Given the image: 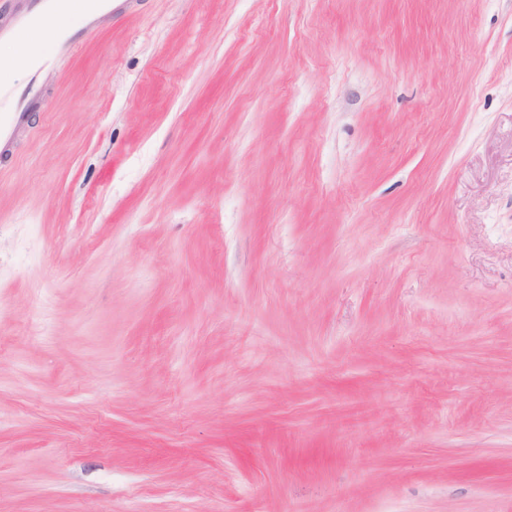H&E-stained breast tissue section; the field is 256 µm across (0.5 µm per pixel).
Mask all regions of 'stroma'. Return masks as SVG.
<instances>
[{
	"mask_svg": "<svg viewBox=\"0 0 512 512\" xmlns=\"http://www.w3.org/2000/svg\"><path fill=\"white\" fill-rule=\"evenodd\" d=\"M0 171V512H512V0H134Z\"/></svg>",
	"mask_w": 512,
	"mask_h": 512,
	"instance_id": "1",
	"label": "stroma"
}]
</instances>
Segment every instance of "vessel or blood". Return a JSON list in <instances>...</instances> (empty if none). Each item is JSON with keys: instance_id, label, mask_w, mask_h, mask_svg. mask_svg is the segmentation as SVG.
I'll list each match as a JSON object with an SVG mask.
<instances>
[{"instance_id": "vessel-or-blood-1", "label": "vessel or blood", "mask_w": 512, "mask_h": 512, "mask_svg": "<svg viewBox=\"0 0 512 512\" xmlns=\"http://www.w3.org/2000/svg\"><path fill=\"white\" fill-rule=\"evenodd\" d=\"M60 0H21L12 26H0V41L5 39H36L48 36L51 52L55 55H71L77 48V37L68 26L52 27L51 22L59 13ZM93 8H84V0H73V12L82 31H89L96 19V11L111 7L112 0H93ZM40 95L37 80H30L24 90H16L8 81H0V100H7L8 111L0 113V162L13 155L14 130L28 122L30 113Z\"/></svg>"}]
</instances>
